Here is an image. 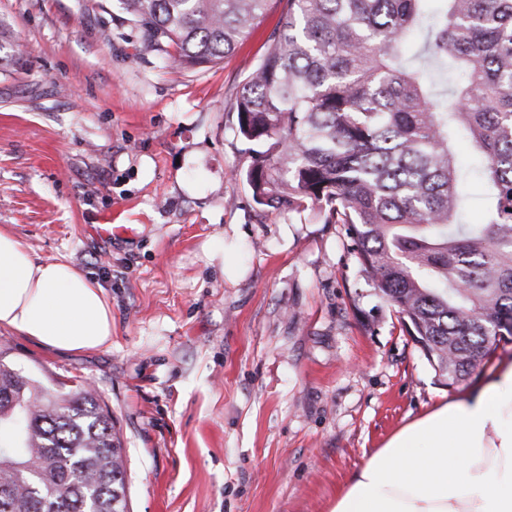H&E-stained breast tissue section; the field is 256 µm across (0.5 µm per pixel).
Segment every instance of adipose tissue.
<instances>
[{
  "label": "adipose tissue",
  "instance_id": "adipose-tissue-1",
  "mask_svg": "<svg viewBox=\"0 0 512 512\" xmlns=\"http://www.w3.org/2000/svg\"><path fill=\"white\" fill-rule=\"evenodd\" d=\"M0 326L62 352L112 343L101 285L0 230ZM331 512H512V364L395 433Z\"/></svg>",
  "mask_w": 512,
  "mask_h": 512
}]
</instances>
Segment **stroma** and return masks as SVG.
<instances>
[{
  "instance_id": "35a3bbf8",
  "label": "stroma",
  "mask_w": 512,
  "mask_h": 512,
  "mask_svg": "<svg viewBox=\"0 0 512 512\" xmlns=\"http://www.w3.org/2000/svg\"><path fill=\"white\" fill-rule=\"evenodd\" d=\"M288 10L224 61L170 67L117 0H0V229L112 306V344L63 353L0 327L54 393L90 385L126 449L131 512H331L440 386L358 273L343 225L257 206L230 108ZM103 224H130L107 236Z\"/></svg>"
}]
</instances>
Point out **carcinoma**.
<instances>
[{"label": "carcinoma", "instance_id": "1", "mask_svg": "<svg viewBox=\"0 0 512 512\" xmlns=\"http://www.w3.org/2000/svg\"><path fill=\"white\" fill-rule=\"evenodd\" d=\"M143 48L228 58L268 0H118ZM288 0L232 111L253 201L342 224L358 273L455 387L512 336V0ZM481 157L483 221L466 218ZM0 512H130L125 448L96 391L53 394L0 350ZM457 158L460 164L465 165L472 172V188L473 197L467 202L471 224H480L481 215L479 213V201L476 198L480 192L478 174L476 172V160L471 149L468 147L466 140L462 137L457 142Z\"/></svg>", "mask_w": 512, "mask_h": 512}]
</instances>
